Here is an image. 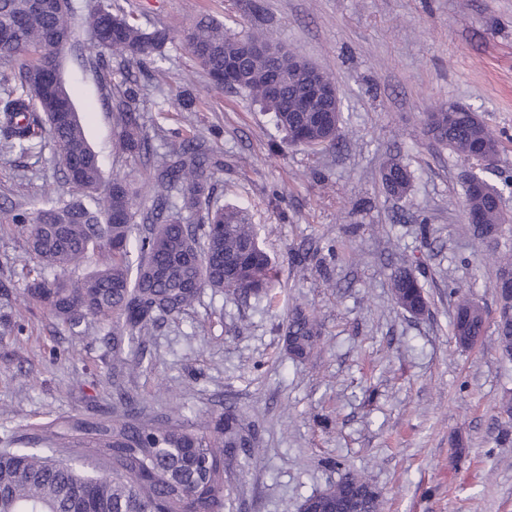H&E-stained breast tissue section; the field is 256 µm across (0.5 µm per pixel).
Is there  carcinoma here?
Returning a JSON list of instances; mask_svg holds the SVG:
<instances>
[{
  "label": "carcinoma",
  "instance_id": "cac0c4a2",
  "mask_svg": "<svg viewBox=\"0 0 512 512\" xmlns=\"http://www.w3.org/2000/svg\"><path fill=\"white\" fill-rule=\"evenodd\" d=\"M70 0H0V147L25 155L51 146L66 184L77 193L56 192L32 210L0 207V215L28 230L39 265L28 270L25 294L47 308L69 330L96 316L106 322L116 355L132 366L144 362L146 338L164 317L181 315L207 288L235 298L261 297L272 287L271 258L260 245L244 209L209 204L211 157L203 144L184 139L156 158L144 181L115 176L103 181L98 155L86 140L76 109L58 112L72 101L59 57L74 27ZM94 35L93 68L109 57L150 70L173 41L166 27H142L132 14L107 5L88 17ZM181 39L212 88L224 90V65L239 64L237 90L273 113L288 140L303 147L338 143L339 129L320 122V113L297 109L301 86L295 80L297 56L270 55L258 34L239 35L203 16ZM283 81L282 94H266L269 81ZM131 74L110 110L117 121V144L134 157L151 158L148 134L133 104ZM443 145L471 159L500 154L501 142L475 112H461L440 132ZM388 193L403 196L411 172L391 159L382 170ZM177 202H172V195ZM499 190L487 182L465 187L471 213L481 216L474 234L485 240L490 228L512 223ZM200 215L194 224L188 217ZM137 258H132V253ZM102 268L79 277L89 254ZM53 272V278L45 271ZM392 294L407 313L427 309L422 286L405 268L392 278ZM494 325L498 348L512 358V317L488 321L486 310L458 293L453 333L470 346ZM315 316L292 309L286 328L288 354L312 356L320 341ZM114 418L69 416L24 433L14 447L0 450V509L3 512H224L226 482L239 465V452L254 447L249 424L230 406L205 431L178 417L147 418L142 406L120 397ZM379 512L380 493L364 475L348 470L336 484L301 503L308 512Z\"/></svg>",
  "mask_w": 512,
  "mask_h": 512
}]
</instances>
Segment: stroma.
Segmentation results:
<instances>
[{
  "instance_id": "35a3bbf8",
  "label": "stroma",
  "mask_w": 512,
  "mask_h": 512,
  "mask_svg": "<svg viewBox=\"0 0 512 512\" xmlns=\"http://www.w3.org/2000/svg\"><path fill=\"white\" fill-rule=\"evenodd\" d=\"M77 20L63 78L98 153L104 180H142L143 162L115 147L108 109L120 61L106 76L81 60L86 19L110 0H71ZM142 26L173 33L209 15L233 32L283 43L318 65L341 100L332 148L288 143L243 94L211 89L182 43L140 79L136 110L156 154L181 138L212 152V204L246 208L277 279L270 296L204 291L159 320L142 367H120L98 317L69 331L26 302L37 261L27 232L0 223V441L56 418L119 413V394L155 419L180 409L199 426L233 406L259 442L227 483L224 512H297L345 469L367 472L380 512H512V423L498 410L512 391V359L486 333L475 347L452 333L460 288L495 311V264L512 232L480 240L465 217L475 161L432 140L428 112H476L503 151L491 183L512 176V0H117ZM398 159L406 196L384 189ZM54 155H0V204L39 206L60 190ZM407 267L428 299L413 316L391 282ZM321 325L315 357L292 360L284 333L295 304ZM382 182L389 194L406 195L411 184V173L396 159H390L382 170Z\"/></svg>"
}]
</instances>
